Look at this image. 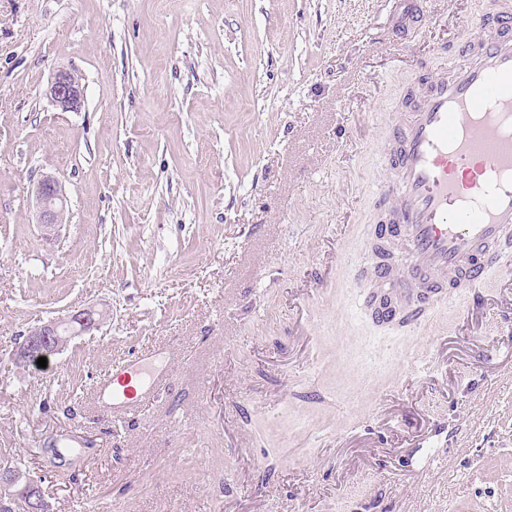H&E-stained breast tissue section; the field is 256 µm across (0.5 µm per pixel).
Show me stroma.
<instances>
[{
    "instance_id": "1",
    "label": "stroma",
    "mask_w": 512,
    "mask_h": 512,
    "mask_svg": "<svg viewBox=\"0 0 512 512\" xmlns=\"http://www.w3.org/2000/svg\"><path fill=\"white\" fill-rule=\"evenodd\" d=\"M410 2L0 0V469L47 512H512V278L417 327L366 307L396 104L512 9ZM60 66L80 111L45 95ZM44 175L69 197L54 241ZM86 305L101 330L12 367L28 326ZM157 345V403L94 410L112 362ZM432 417L430 468L405 436ZM34 196L44 234L50 240L56 239L66 223L68 197L64 185L53 176H42L34 184Z\"/></svg>"
}]
</instances>
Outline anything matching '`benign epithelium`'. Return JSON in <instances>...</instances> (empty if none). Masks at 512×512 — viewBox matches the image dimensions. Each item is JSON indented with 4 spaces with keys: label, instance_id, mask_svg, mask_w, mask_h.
Here are the masks:
<instances>
[{
    "label": "benign epithelium",
    "instance_id": "1",
    "mask_svg": "<svg viewBox=\"0 0 512 512\" xmlns=\"http://www.w3.org/2000/svg\"><path fill=\"white\" fill-rule=\"evenodd\" d=\"M46 96L63 112H77L84 103V91L73 71L58 68L46 89ZM34 196L38 209L39 224L45 235L52 240L58 237L65 226L68 197L62 182L45 175L34 184ZM107 312L94 306L71 311L63 318H51L27 329L12 355L14 364L25 368L40 358L63 352L72 338L100 329ZM0 483L18 486L25 494L39 499L42 495L38 481L27 474L1 472Z\"/></svg>",
    "mask_w": 512,
    "mask_h": 512
}]
</instances>
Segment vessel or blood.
I'll list each match as a JSON object with an SVG mask.
<instances>
[{
  "mask_svg": "<svg viewBox=\"0 0 512 512\" xmlns=\"http://www.w3.org/2000/svg\"><path fill=\"white\" fill-rule=\"evenodd\" d=\"M449 74L429 80L421 100L398 110L380 151L393 178L377 195V233L406 260L374 267L387 295L406 304L410 325L442 290L472 293L491 271L512 273L498 247L512 240V12L479 20ZM169 351L122 360L96 387L99 411L121 421L153 405L171 376Z\"/></svg>",
  "mask_w": 512,
  "mask_h": 512,
  "instance_id": "1",
  "label": "vessel or blood"
}]
</instances>
